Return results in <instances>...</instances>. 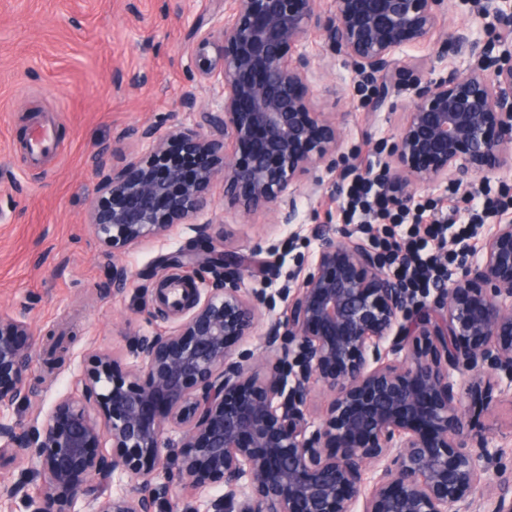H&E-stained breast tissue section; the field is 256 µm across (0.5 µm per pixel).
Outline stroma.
<instances>
[{"mask_svg": "<svg viewBox=\"0 0 512 512\" xmlns=\"http://www.w3.org/2000/svg\"><path fill=\"white\" fill-rule=\"evenodd\" d=\"M229 0H0V309L23 312L30 327L27 374L30 399L9 415L27 420L49 410L72 391L94 353L127 357L132 336H150L178 326L182 315L142 313L134 290L113 293L111 262L132 272L147 270L171 253L196 243L189 225H174L161 239L115 256L99 245L89 213L98 198L89 165L100 147L114 157L133 149L124 131L168 127L193 117L179 109L182 94L211 96L198 80L190 32L197 19L221 27ZM446 27L462 60L476 58L487 41L486 23L474 4L454 0ZM309 82L317 105L334 113L341 132L342 165L318 168L316 195L299 192L298 221L276 223L272 215H244L224 203V183L210 187L214 220L230 233L227 246L255 254L275 267L273 279L254 274L245 288L265 289L255 336L235 342L234 352L264 356L261 335L271 318L283 316V289L296 285L300 267L315 257L319 227L343 228L337 191L358 170L382 171L403 115L412 103V74H404L394 106L366 111L359 77L345 56L330 54L311 34ZM132 78L119 88L114 70ZM472 425L499 436L512 424V409L486 406V388H462Z\"/></svg>", "mask_w": 512, "mask_h": 512, "instance_id": "stroma-1", "label": "stroma"}]
</instances>
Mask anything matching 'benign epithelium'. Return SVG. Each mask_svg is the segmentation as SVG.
<instances>
[{"mask_svg":"<svg viewBox=\"0 0 512 512\" xmlns=\"http://www.w3.org/2000/svg\"><path fill=\"white\" fill-rule=\"evenodd\" d=\"M229 11L220 29L200 18L191 32L219 108L189 90L180 107L193 124L132 128L123 137L145 151L114 164L100 149L91 160L90 223L106 252L176 224L210 242L167 258L191 275L155 289V301L188 316L133 337L132 365L93 354L73 392L21 424L5 410L27 397L29 326L0 310V455L34 449L20 479L0 483V505L39 479L28 512H174L166 475L222 486L204 510L184 512H471L482 490L487 512H512L507 480L490 483L505 473L503 449L473 429L461 396L462 381L483 383L512 408L511 218L483 237L480 261L421 299L363 240L323 236L296 290H285V315L267 324L275 361L266 363L230 349L254 335L263 294L242 288L249 265L226 248L224 225L202 220L220 176L229 204L291 224L297 192L317 193L316 170L340 165L336 120L308 84L310 33L373 82L366 107L376 112L392 105L405 50L449 57L448 0H331L329 17L321 0H231ZM481 14L495 36L477 60L412 86L413 110L385 163L396 209L418 186L512 169V0H483ZM133 280L112 263L113 291ZM317 389L329 402L316 420ZM105 440L110 457L98 452ZM125 476L132 491L108 492Z\"/></svg>","mask_w":512,"mask_h":512,"instance_id":"benign-epithelium-1","label":"benign epithelium"}]
</instances>
